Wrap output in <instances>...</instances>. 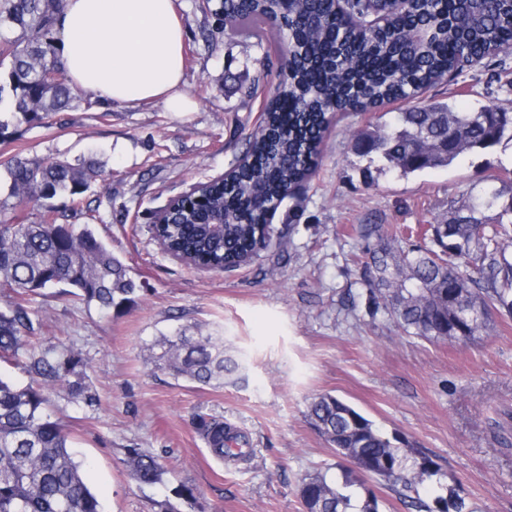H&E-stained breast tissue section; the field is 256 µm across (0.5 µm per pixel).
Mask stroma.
Listing matches in <instances>:
<instances>
[{
    "instance_id": "stroma-1",
    "label": "stroma",
    "mask_w": 512,
    "mask_h": 512,
    "mask_svg": "<svg viewBox=\"0 0 512 512\" xmlns=\"http://www.w3.org/2000/svg\"><path fill=\"white\" fill-rule=\"evenodd\" d=\"M175 3L186 29L182 89L194 111L94 96L52 126H21L0 144V162L80 157L112 172L92 182L87 197L112 200L95 228L137 284L134 302L105 313L51 290L27 301L43 322L41 345L80 351L99 398L93 408L51 399L85 483L105 512H159L181 485L197 504L179 503L180 512H305L302 479L336 461L307 416L311 400L329 393L402 447L430 456L466 512H512V452L490 426L512 413V318L493 314L487 333L471 341L404 335L370 317L352 261L364 246L355 225L380 224L403 233L404 246L419 245L428 225L446 223L449 205L473 187L494 176L511 184L512 142L402 178L378 173L354 147L355 133L384 124L380 113L337 114L315 173L273 219L281 249L231 270L193 269L161 251L150 232L153 212L243 155L279 81L265 57L280 45L272 37L259 47L224 27L208 51L194 0ZM252 84L262 91L255 99L242 94ZM447 97L460 110L493 104L512 113V52L482 59L414 104ZM190 323L223 335L241 373L198 387L157 369L148 344ZM199 413L222 418L252 448L251 459L216 460L192 424ZM130 448L158 457L164 484L129 479Z\"/></svg>"
}]
</instances>
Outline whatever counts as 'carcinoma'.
<instances>
[{
	"label": "carcinoma",
	"mask_w": 512,
	"mask_h": 512,
	"mask_svg": "<svg viewBox=\"0 0 512 512\" xmlns=\"http://www.w3.org/2000/svg\"><path fill=\"white\" fill-rule=\"evenodd\" d=\"M63 0H0V142L22 124H53L60 112L77 107L81 93L66 79L39 77L53 68L66 73L52 36L54 16ZM389 15L385 27H356L365 15L364 0L350 5L349 21L337 0H195L204 19L232 24L257 45L279 21H288L296 47L288 79L277 84L264 108L260 134L224 182L200 183L206 206L224 209V237L210 232L207 211L191 204L162 237L166 249L215 270L238 265L272 246L270 204L306 181L318 162L329 128L327 113L367 111L408 99L448 79L465 63L477 62L493 47L512 49V0H375ZM512 141V115L485 105L458 111L445 101L397 112L377 130L355 136V148L377 154L406 177L428 168L449 167L467 151ZM6 198L0 211L16 205L37 207L38 219L0 221V288L15 300L0 307V359L11 360L30 376L18 385L0 377V512H103L81 476L69 436L50 412V396L64 394L76 405L93 406L96 395L84 383V362L72 348L39 345L40 319L22 301L48 289L71 295L101 311L132 302L137 288L126 266L89 224L70 219L98 209L84 205L92 180L107 176L97 162L77 158L19 155L4 164ZM499 178L451 211L446 224L430 225L429 242L412 248L382 233L380 224H358L365 242L362 283L369 314L382 315L404 334L430 342L468 340L488 329L491 311L512 316V189ZM66 196L71 206L54 203ZM183 325L151 345L155 358L176 379L201 386L224 383L240 368L225 355L224 336L194 334ZM313 426L336 457L339 472L308 474L301 497L307 512H379V500L363 476L376 479L409 501L417 512H463L464 503L443 494L441 469L427 455L394 445L368 418L343 399L323 394L308 410ZM211 454L224 460V421L199 415L195 422ZM124 465L143 485L164 482L158 458L129 448ZM437 491L434 505L419 489Z\"/></svg>",
	"instance_id": "obj_1"
}]
</instances>
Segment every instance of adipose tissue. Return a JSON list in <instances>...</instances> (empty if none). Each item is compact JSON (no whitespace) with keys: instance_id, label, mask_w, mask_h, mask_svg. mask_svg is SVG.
I'll return each instance as SVG.
<instances>
[{"instance_id":"ef3b65f1","label":"adipose tissue","mask_w":512,"mask_h":512,"mask_svg":"<svg viewBox=\"0 0 512 512\" xmlns=\"http://www.w3.org/2000/svg\"><path fill=\"white\" fill-rule=\"evenodd\" d=\"M185 39L174 0H66L55 46L75 87L119 104L160 98L187 112Z\"/></svg>"}]
</instances>
